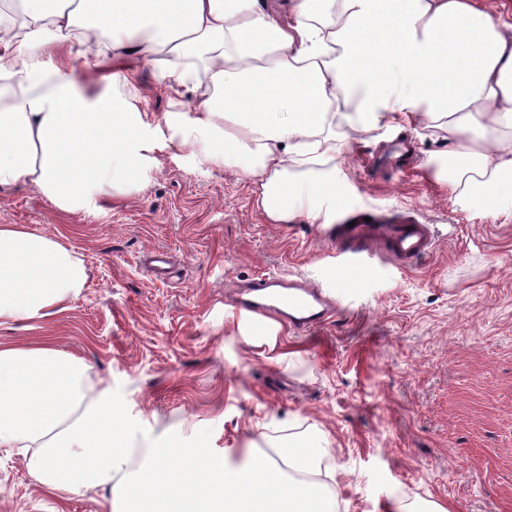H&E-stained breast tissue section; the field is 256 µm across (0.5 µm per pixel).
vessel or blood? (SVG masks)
Listing matches in <instances>:
<instances>
[{
    "label": "vessel or blood",
    "instance_id": "obj_1",
    "mask_svg": "<svg viewBox=\"0 0 512 512\" xmlns=\"http://www.w3.org/2000/svg\"><path fill=\"white\" fill-rule=\"evenodd\" d=\"M378 232L369 224L353 225V245L347 250V259L336 266L308 275L268 274L250 280L231 299L232 312L249 317L258 334L265 331L269 317L284 318L302 332L327 324L339 306L333 291L336 274L374 270L379 252L372 239ZM380 233L388 245V254L408 263L426 256L433 246L428 225L412 219L397 220Z\"/></svg>",
    "mask_w": 512,
    "mask_h": 512
}]
</instances>
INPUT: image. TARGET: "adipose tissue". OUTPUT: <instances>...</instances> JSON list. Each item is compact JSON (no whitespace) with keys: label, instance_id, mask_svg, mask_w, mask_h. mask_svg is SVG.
Here are the masks:
<instances>
[{"label":"adipose tissue","instance_id":"obj_1","mask_svg":"<svg viewBox=\"0 0 512 512\" xmlns=\"http://www.w3.org/2000/svg\"><path fill=\"white\" fill-rule=\"evenodd\" d=\"M111 64L88 92L43 57ZM149 66L169 95L193 92L191 112L152 117L134 97ZM389 115L441 130L448 187L458 196L512 198V20L475 0H25L22 22L0 17V187L38 190L60 213L95 193L121 197L159 168L158 150L186 148L192 165L230 170L252 186L275 224L299 215L336 221L341 182L324 162L336 131ZM85 268L55 237L0 224V321L65 310ZM128 433L104 379L46 340L0 345V447L29 450L26 467L66 496L109 491V512H333L283 468L311 471L330 450L308 439L286 465L268 459L242 484L178 456L150 457L140 481L117 479Z\"/></svg>","mask_w":512,"mask_h":512}]
</instances>
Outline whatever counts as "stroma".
Returning a JSON list of instances; mask_svg holds the SVG:
<instances>
[{"label": "stroma", "instance_id": "obj_1", "mask_svg": "<svg viewBox=\"0 0 512 512\" xmlns=\"http://www.w3.org/2000/svg\"><path fill=\"white\" fill-rule=\"evenodd\" d=\"M135 93L153 116L195 109L192 95ZM449 145L436 129L344 127L336 221L271 223L233 172L190 169L160 153L141 192L90 198L60 214L35 189L0 193V224L57 237L86 269L66 311L0 325V345L51 339L111 383L129 433L118 478L140 479L143 456H203L244 470L321 433L331 450L314 484L339 512H384L396 498L447 512H512V201L487 211L451 193ZM407 213L429 225L433 249L350 280L347 310L274 344L241 331L226 294L268 273H309L338 260L358 208ZM170 254L168 281L143 265ZM108 495L58 499L0 448V512H108Z\"/></svg>", "mask_w": 512, "mask_h": 512}]
</instances>
